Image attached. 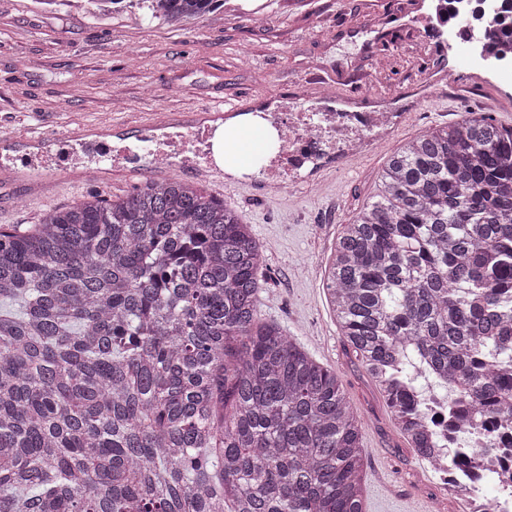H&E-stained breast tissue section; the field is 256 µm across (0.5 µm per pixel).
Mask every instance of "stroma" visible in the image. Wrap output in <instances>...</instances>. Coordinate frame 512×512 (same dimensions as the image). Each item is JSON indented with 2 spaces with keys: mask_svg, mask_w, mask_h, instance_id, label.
<instances>
[{
  "mask_svg": "<svg viewBox=\"0 0 512 512\" xmlns=\"http://www.w3.org/2000/svg\"><path fill=\"white\" fill-rule=\"evenodd\" d=\"M418 0H224L175 28L138 7L108 16L84 0H0V144L30 130L49 140L55 184L33 194L27 178L0 181V225L29 228L51 209L98 191L124 197L151 170L124 181L76 183L68 131L143 127L156 113L211 111L251 93L292 124L312 76L339 98L393 100L403 119L362 155L324 171L312 186L254 200L236 178L198 179L223 197L266 247L263 319L278 323L317 361L335 370L361 416L369 456L370 512H451L427 463L406 448L378 390L340 334L326 290L327 263L344 224L370 200L387 156L404 142L464 112L512 126V78L495 77L435 51L437 27L412 23ZM447 76L428 84L426 72ZM123 99L126 110L115 108Z\"/></svg>",
  "mask_w": 512,
  "mask_h": 512,
  "instance_id": "obj_1",
  "label": "stroma"
}]
</instances>
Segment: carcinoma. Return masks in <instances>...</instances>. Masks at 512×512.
Instances as JSON below:
<instances>
[{"label":"carcinoma","mask_w":512,"mask_h":512,"mask_svg":"<svg viewBox=\"0 0 512 512\" xmlns=\"http://www.w3.org/2000/svg\"><path fill=\"white\" fill-rule=\"evenodd\" d=\"M140 2L180 26L221 0ZM264 251L177 177L1 226L0 512H363V424L261 318ZM326 289L414 456L469 471L512 441V126L466 112L397 147Z\"/></svg>","instance_id":"carcinoma-1"}]
</instances>
